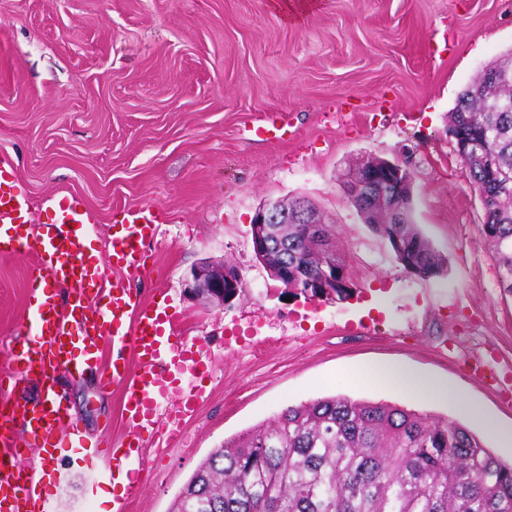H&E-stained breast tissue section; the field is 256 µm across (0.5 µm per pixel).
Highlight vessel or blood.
Listing matches in <instances>:
<instances>
[{
	"mask_svg": "<svg viewBox=\"0 0 512 512\" xmlns=\"http://www.w3.org/2000/svg\"><path fill=\"white\" fill-rule=\"evenodd\" d=\"M48 209L61 232L35 235L26 184L9 155L0 154V242L15 255H30L42 293L29 305L26 336L9 352L10 362L23 378L45 383V400L39 409L16 401L0 410V512H46L49 493L22 463L32 454L52 460L62 443L103 456L124 470L127 482L112 497V512H127L130 502L147 488L143 452L145 437L168 431L170 421L193 416L207 395L197 380L208 369L199 346L183 336L170 311L166 293L144 300L132 280L150 272L145 245L156 238L164 222L153 204L125 209L112 226L110 289L102 287L98 256L87 251L86 228L97 223L96 214L74 194H54ZM69 288L66 308H59L55 290ZM112 348L111 364H103L102 344ZM65 369L73 376L94 370L100 390L123 395L122 418L127 435L113 443H89L76 420L63 406L50 371ZM188 377L191 386L179 385Z\"/></svg>",
	"mask_w": 512,
	"mask_h": 512,
	"instance_id": "1",
	"label": "vessel or blood"
}]
</instances>
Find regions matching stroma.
Wrapping results in <instances>:
<instances>
[{"label": "stroma", "mask_w": 512, "mask_h": 512, "mask_svg": "<svg viewBox=\"0 0 512 512\" xmlns=\"http://www.w3.org/2000/svg\"><path fill=\"white\" fill-rule=\"evenodd\" d=\"M270 0H0V152L42 199L80 196L99 222L90 250L107 255L123 208L167 215L151 242L144 296L169 290L183 335L211 365L180 442L146 440L147 491L129 512H171L194 470L225 440L283 409L344 395L450 419L502 460L512 446L485 419L512 423V402L465 367L512 360V296L484 243L483 204L448 134L458 95L512 51V0H314L297 21ZM283 140H252L262 118ZM409 157L413 220L447 261L445 275L406 273L343 191L363 156ZM305 197L336 233L354 293L287 297L256 260L251 220L267 199ZM245 278L230 308L183 291L200 259ZM28 257L0 256V367L30 301ZM399 363L454 388L397 393L359 380L366 364ZM65 405L89 438L126 434L121 394L57 370ZM48 512H99L117 468L62 448L38 469Z\"/></svg>", "instance_id": "1"}]
</instances>
